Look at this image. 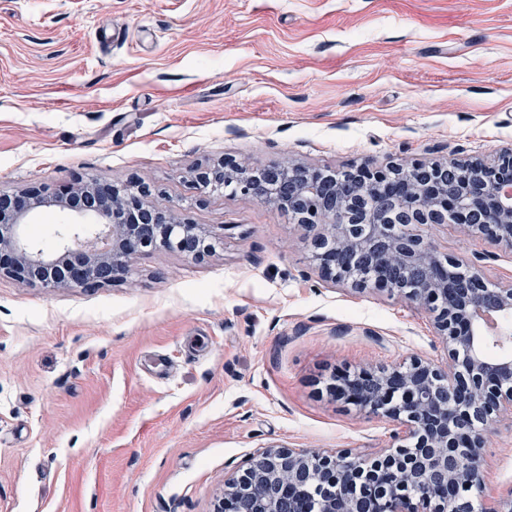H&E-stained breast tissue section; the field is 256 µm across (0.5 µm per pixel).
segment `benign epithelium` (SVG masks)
Masks as SVG:
<instances>
[{"label": "benign epithelium", "mask_w": 512, "mask_h": 512, "mask_svg": "<svg viewBox=\"0 0 512 512\" xmlns=\"http://www.w3.org/2000/svg\"><path fill=\"white\" fill-rule=\"evenodd\" d=\"M274 180V195L261 192ZM252 196L278 210L303 212L321 249L312 254L318 281L398 295L428 313L448 351V368L413 357L392 368L334 375L327 393L401 426L398 444L366 459L352 448L312 451L272 445L224 481L215 512H472L481 495V450L501 415L512 413V357L485 355L476 313L512 315V280L490 286L478 255L465 264L441 254L416 233L418 224H446L512 252V153L486 162H414L351 171L343 191L336 171L286 163L249 166L223 159L191 175L195 189ZM367 194L380 209L363 208ZM149 186L75 179L53 191L31 186L0 192V277L57 290L99 288L127 280L132 260L155 251L202 261L223 238L208 224L181 217L176 206L151 200ZM52 203L80 218L65 225L62 250L36 247L25 228ZM351 266L369 268L366 286ZM415 287H405L406 276Z\"/></svg>", "instance_id": "obj_1"}]
</instances>
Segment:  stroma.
<instances>
[{
    "label": "stroma",
    "mask_w": 512,
    "mask_h": 512,
    "mask_svg": "<svg viewBox=\"0 0 512 512\" xmlns=\"http://www.w3.org/2000/svg\"><path fill=\"white\" fill-rule=\"evenodd\" d=\"M509 149L512 0H0V192L133 177L224 236L103 288L0 278V512H213L263 447L387 448L396 423L326 384L445 365L430 316L319 284L290 214L201 206L187 180L222 156L342 171ZM420 232L512 279L487 240ZM482 456L479 512L512 498V426Z\"/></svg>",
    "instance_id": "stroma-1"
}]
</instances>
